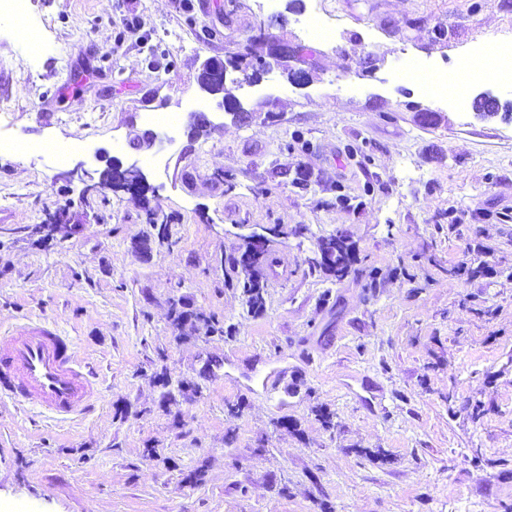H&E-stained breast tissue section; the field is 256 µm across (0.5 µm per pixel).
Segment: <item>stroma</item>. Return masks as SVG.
<instances>
[{
	"label": "stroma",
	"mask_w": 512,
	"mask_h": 512,
	"mask_svg": "<svg viewBox=\"0 0 512 512\" xmlns=\"http://www.w3.org/2000/svg\"><path fill=\"white\" fill-rule=\"evenodd\" d=\"M183 2L33 0L37 59L0 16V325L55 323L107 386L78 425L0 404V512H512V85L463 111L401 72L512 50V0ZM262 31L289 57L201 89ZM195 100L206 132L129 147ZM116 159L145 194L64 178ZM261 229L288 275L256 304ZM320 248L330 255L331 263H324L320 260L317 261V264L332 272L339 279L346 276L353 262V254L345 237L337 232L336 236L323 240Z\"/></svg>",
	"instance_id": "stroma-1"
}]
</instances>
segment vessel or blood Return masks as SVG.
I'll return each mask as SVG.
<instances>
[{"label":"vessel or blood","mask_w":512,"mask_h":512,"mask_svg":"<svg viewBox=\"0 0 512 512\" xmlns=\"http://www.w3.org/2000/svg\"><path fill=\"white\" fill-rule=\"evenodd\" d=\"M105 391L94 366L77 358L71 336L52 322L23 318L0 326V403L73 425Z\"/></svg>","instance_id":"vessel-or-blood-1"}]
</instances>
